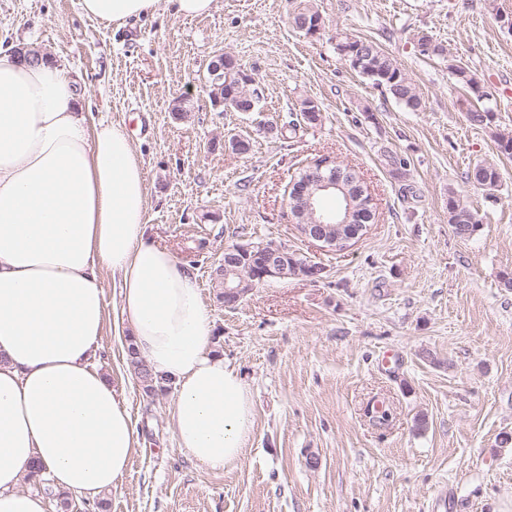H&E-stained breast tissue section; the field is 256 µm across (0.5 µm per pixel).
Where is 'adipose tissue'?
<instances>
[{
	"label": "adipose tissue",
	"instance_id": "1",
	"mask_svg": "<svg viewBox=\"0 0 512 512\" xmlns=\"http://www.w3.org/2000/svg\"><path fill=\"white\" fill-rule=\"evenodd\" d=\"M163 0H80L122 25ZM52 59L0 51V512H46L21 491L32 466L61 491H110L138 448L130 413L94 366L106 305L155 380L173 386L174 431L215 471L243 455L252 392L215 352L195 274L148 234L146 172L120 128L78 109Z\"/></svg>",
	"mask_w": 512,
	"mask_h": 512
}]
</instances>
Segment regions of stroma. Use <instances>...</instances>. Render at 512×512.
I'll use <instances>...</instances> for the list:
<instances>
[{
  "label": "stroma",
  "instance_id": "obj_1",
  "mask_svg": "<svg viewBox=\"0 0 512 512\" xmlns=\"http://www.w3.org/2000/svg\"><path fill=\"white\" fill-rule=\"evenodd\" d=\"M319 34L294 29L303 9ZM512 0H215L211 14L166 6L121 26L80 0H0V47L29 46L76 79L94 119L124 130L147 175L148 230L196 275L224 359L255 400L254 432L232 468L180 450L172 387L146 394L104 278L95 365L120 393L141 447L96 501L51 497L47 512H512ZM376 42L421 99L398 103L355 71L339 41ZM440 47L421 52L422 39ZM233 55L262 91L258 111L212 106L206 64ZM471 71L492 109L451 65ZM186 99L187 112L172 108ZM313 102L322 122L300 109ZM248 143V151L235 141ZM327 155L355 169L375 222L336 252L300 236L286 187ZM493 165L494 191L472 183ZM476 210L469 240L448 197ZM257 238L321 264V279L258 285L233 310L210 279L225 247ZM316 466H309V459Z\"/></svg>",
  "mask_w": 512,
  "mask_h": 512
}]
</instances>
